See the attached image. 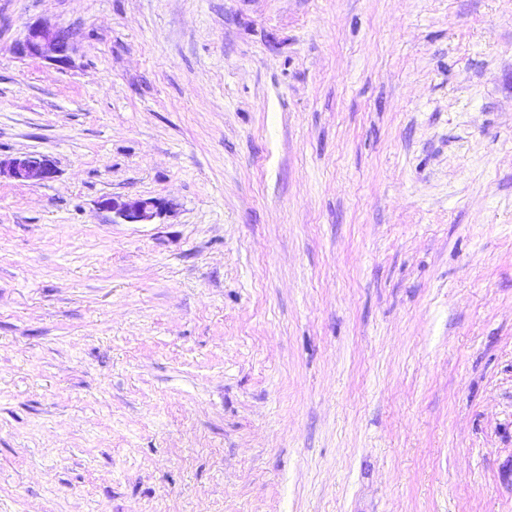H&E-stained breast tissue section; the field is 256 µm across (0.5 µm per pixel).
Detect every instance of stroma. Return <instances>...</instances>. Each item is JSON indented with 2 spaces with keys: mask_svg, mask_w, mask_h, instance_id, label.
<instances>
[{
  "mask_svg": "<svg viewBox=\"0 0 512 512\" xmlns=\"http://www.w3.org/2000/svg\"><path fill=\"white\" fill-rule=\"evenodd\" d=\"M23 153L0 512H512V0H0ZM69 40V32L62 27L34 23L27 28L23 40L17 45V51L31 58L65 65L72 51ZM20 183L38 185L52 180L57 173L54 161L43 154H23L8 161L0 160V175L2 173ZM99 205L112 210L113 217L127 224H150L157 216L172 207V203L160 198H126L119 200L104 197Z\"/></svg>",
  "mask_w": 512,
  "mask_h": 512,
  "instance_id": "35a3bbf8",
  "label": "stroma"
}]
</instances>
